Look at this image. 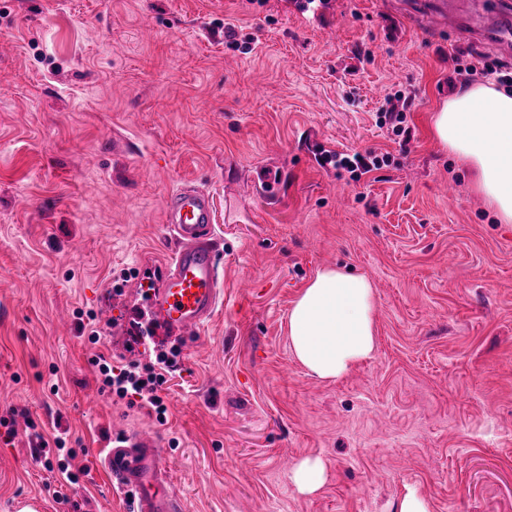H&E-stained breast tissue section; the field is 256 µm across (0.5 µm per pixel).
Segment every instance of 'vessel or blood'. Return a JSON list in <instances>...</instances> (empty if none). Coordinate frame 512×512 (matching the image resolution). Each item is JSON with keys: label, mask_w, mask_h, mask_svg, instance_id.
Masks as SVG:
<instances>
[{"label": "vessel or blood", "mask_w": 512, "mask_h": 512, "mask_svg": "<svg viewBox=\"0 0 512 512\" xmlns=\"http://www.w3.org/2000/svg\"><path fill=\"white\" fill-rule=\"evenodd\" d=\"M448 31L512 52V10L501 0H479L471 11L448 0ZM166 224L176 249L161 272L148 305L151 332L166 331L190 339L214 315L221 296L214 245L213 197L203 188L185 185L172 191ZM104 466L114 489L126 496L131 512H176L178 496L166 466L167 448L151 431L118 434L106 444Z\"/></svg>", "instance_id": "b4317fda"}]
</instances>
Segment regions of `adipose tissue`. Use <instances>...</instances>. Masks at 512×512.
Returning a JSON list of instances; mask_svg holds the SVG:
<instances>
[{
	"label": "adipose tissue",
	"instance_id": "adipose-tissue-1",
	"mask_svg": "<svg viewBox=\"0 0 512 512\" xmlns=\"http://www.w3.org/2000/svg\"><path fill=\"white\" fill-rule=\"evenodd\" d=\"M435 139L474 173V186L499 223H512V90L459 87L436 109ZM296 360L321 379H340L375 349V294L362 275L318 270L288 314Z\"/></svg>",
	"mask_w": 512,
	"mask_h": 512
}]
</instances>
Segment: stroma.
I'll return each instance as SVG.
<instances>
[{
	"mask_svg": "<svg viewBox=\"0 0 512 512\" xmlns=\"http://www.w3.org/2000/svg\"><path fill=\"white\" fill-rule=\"evenodd\" d=\"M435 0H0V512H129L97 458L155 430L181 512H512V224L434 138L456 64ZM407 96L400 132L387 97ZM386 156L353 181L312 150ZM213 194L224 303L160 386L164 419L103 392L94 360L173 247L182 185ZM367 276L376 350L343 379L294 358L317 270ZM17 420L6 437L2 420ZM63 435L73 485L28 433ZM325 466L313 493L291 469Z\"/></svg>",
	"mask_w": 512,
	"mask_h": 512,
	"instance_id": "stroma-1",
	"label": "stroma"
}]
</instances>
